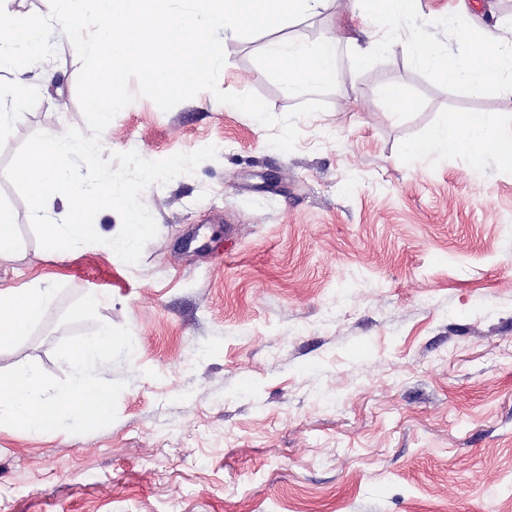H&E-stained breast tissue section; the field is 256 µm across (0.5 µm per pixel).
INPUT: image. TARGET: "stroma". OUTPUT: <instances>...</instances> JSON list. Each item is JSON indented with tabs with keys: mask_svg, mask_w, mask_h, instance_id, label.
<instances>
[{
	"mask_svg": "<svg viewBox=\"0 0 512 512\" xmlns=\"http://www.w3.org/2000/svg\"><path fill=\"white\" fill-rule=\"evenodd\" d=\"M459 1L421 0L392 34L375 30L396 47L361 71L341 44V77L308 95L326 108L299 120L289 153L208 92L123 108L104 154L219 148L143 193L158 233L133 266L104 244L48 257L5 174L34 133L87 128L80 60L53 37L48 92L0 148V205L20 239L0 289L47 278L57 296L0 346V371L65 377L55 346L96 323L61 317L86 294L100 322L129 327L134 352L96 369L127 382L111 425L0 426V512H512V167L406 152L454 112L512 127V96L437 81L410 57L417 39L461 55L458 25L512 22V0H463L464 14ZM343 19L363 32L352 0H326L274 32L223 33L220 88L285 115L308 96L266 69L267 47L317 48ZM388 83L406 111H388Z\"/></svg>",
	"mask_w": 512,
	"mask_h": 512,
	"instance_id": "1",
	"label": "stroma"
}]
</instances>
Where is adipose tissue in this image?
Returning a JSON list of instances; mask_svg holds the SVG:
<instances>
[{"label":"adipose tissue","instance_id":"adipose-tissue-1","mask_svg":"<svg viewBox=\"0 0 512 512\" xmlns=\"http://www.w3.org/2000/svg\"><path fill=\"white\" fill-rule=\"evenodd\" d=\"M460 36L472 47L466 61L423 43L410 49L414 63L438 81L465 86L475 94L493 89L512 95V31L471 26L461 30ZM338 42L335 36L325 39L314 51L297 42H276L266 51L265 65L289 87L308 92L339 80ZM407 152L415 158L461 152L475 164L491 153L512 165V129L495 125L483 112H458L426 138L410 143ZM55 300L56 290L49 286L0 290V345L27 335L42 322Z\"/></svg>","mask_w":512,"mask_h":512}]
</instances>
